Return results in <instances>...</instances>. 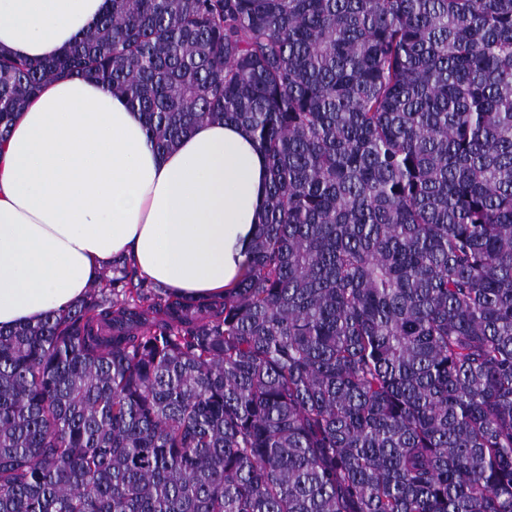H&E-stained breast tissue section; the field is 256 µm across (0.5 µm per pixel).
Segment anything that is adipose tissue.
<instances>
[{"label":"adipose tissue","instance_id":"ef3b65f1","mask_svg":"<svg viewBox=\"0 0 512 512\" xmlns=\"http://www.w3.org/2000/svg\"><path fill=\"white\" fill-rule=\"evenodd\" d=\"M103 0H0V50L59 55ZM267 185L240 126L204 123L171 151L140 115L80 77L46 84L0 143V327L64 310L114 261L184 297L223 295L245 271Z\"/></svg>","mask_w":512,"mask_h":512}]
</instances>
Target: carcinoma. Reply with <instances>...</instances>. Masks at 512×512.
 Masks as SVG:
<instances>
[{"label":"carcinoma","instance_id":"1","mask_svg":"<svg viewBox=\"0 0 512 512\" xmlns=\"http://www.w3.org/2000/svg\"><path fill=\"white\" fill-rule=\"evenodd\" d=\"M60 75L241 125L267 200L218 300L0 327V512H512V0H105L0 52V142Z\"/></svg>","mask_w":512,"mask_h":512}]
</instances>
